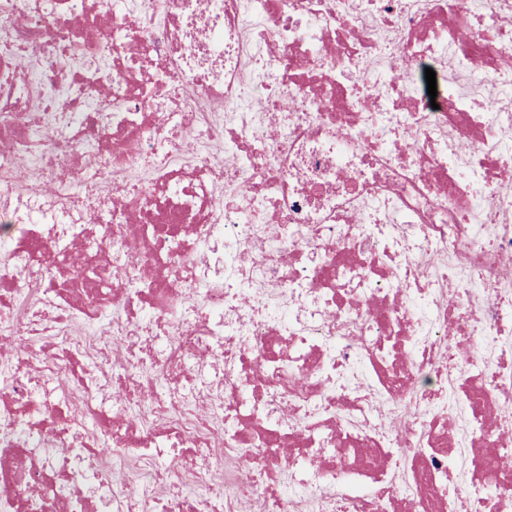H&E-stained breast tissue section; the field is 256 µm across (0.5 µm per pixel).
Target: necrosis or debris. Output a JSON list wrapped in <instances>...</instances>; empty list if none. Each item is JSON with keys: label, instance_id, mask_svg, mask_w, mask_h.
Here are the masks:
<instances>
[{"label": "necrosis or debris", "instance_id": "necrosis-or-debris-1", "mask_svg": "<svg viewBox=\"0 0 512 512\" xmlns=\"http://www.w3.org/2000/svg\"><path fill=\"white\" fill-rule=\"evenodd\" d=\"M0 282V512H512V0H0Z\"/></svg>", "mask_w": 512, "mask_h": 512}]
</instances>
